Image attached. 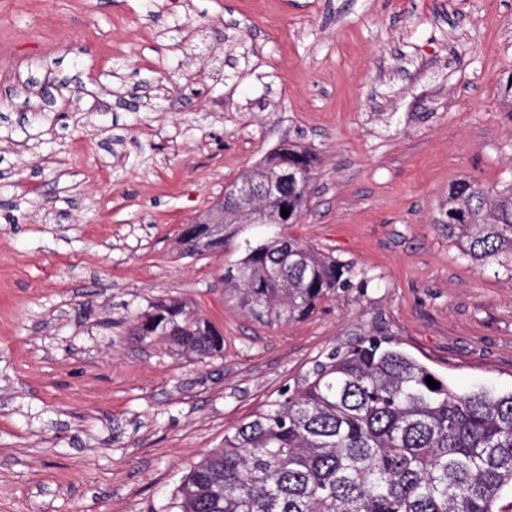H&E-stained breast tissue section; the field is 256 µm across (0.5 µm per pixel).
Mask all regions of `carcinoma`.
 I'll list each match as a JSON object with an SVG mask.
<instances>
[{"label":"carcinoma","mask_w":512,"mask_h":512,"mask_svg":"<svg viewBox=\"0 0 512 512\" xmlns=\"http://www.w3.org/2000/svg\"><path fill=\"white\" fill-rule=\"evenodd\" d=\"M288 168L274 203L237 225L239 260L225 289L269 323L298 322L353 287L355 264L282 234L279 211L298 218L313 181V156L287 149L261 170ZM437 223L472 264L512 280V186L490 193L460 179ZM135 329L200 358L221 352L220 332L175 299L135 316ZM438 382L432 389L426 377ZM512 391L458 393L390 342L370 335L333 351L224 435L182 476L176 512H512Z\"/></svg>","instance_id":"1"}]
</instances>
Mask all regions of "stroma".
Listing matches in <instances>:
<instances>
[{
	"instance_id": "stroma-1",
	"label": "stroma",
	"mask_w": 512,
	"mask_h": 512,
	"mask_svg": "<svg viewBox=\"0 0 512 512\" xmlns=\"http://www.w3.org/2000/svg\"><path fill=\"white\" fill-rule=\"evenodd\" d=\"M511 84L512 0H0V512H166L376 331L458 391L512 390V281L435 222L455 181L512 183ZM284 146L314 155L285 235L368 285L270 325L224 290L235 245L180 235ZM172 298L220 353L133 332Z\"/></svg>"
}]
</instances>
